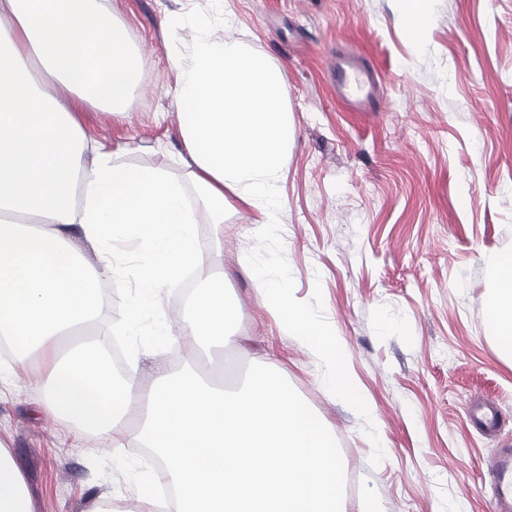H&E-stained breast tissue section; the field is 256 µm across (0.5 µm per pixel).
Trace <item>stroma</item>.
I'll return each mask as SVG.
<instances>
[{
	"instance_id": "obj_1",
	"label": "stroma",
	"mask_w": 512,
	"mask_h": 512,
	"mask_svg": "<svg viewBox=\"0 0 512 512\" xmlns=\"http://www.w3.org/2000/svg\"><path fill=\"white\" fill-rule=\"evenodd\" d=\"M125 28L143 66L125 119L92 108L89 138L116 162L181 180L184 146L172 97L166 15L215 21L217 39L266 56L288 85L292 138L279 181L280 224L228 194L219 243L223 288L236 302L223 347L189 338L166 351L175 370L198 353L223 359L236 388L266 366L330 427L346 512H493L485 460L512 448V358L486 320L493 257L512 250V0H428L422 41L406 34L404 0H97ZM352 39L382 84L353 112L331 82L332 54ZM288 280L295 298L346 345L372 412L329 397L324 367L286 334L243 260ZM498 408V428L471 411ZM0 445L18 465L35 512H93L102 499L135 512L153 464L56 419L41 392L0 383Z\"/></svg>"
}]
</instances>
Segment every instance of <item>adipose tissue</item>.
Returning <instances> with one entry per match:
<instances>
[{"label": "adipose tissue", "instance_id": "adipose-tissue-1", "mask_svg": "<svg viewBox=\"0 0 512 512\" xmlns=\"http://www.w3.org/2000/svg\"><path fill=\"white\" fill-rule=\"evenodd\" d=\"M172 40L191 33L189 55L173 51V98L199 207L165 172L115 164L111 147L91 142L79 112L122 117L143 78L138 54L111 13L90 0H0V337L16 367L54 353L43 391L56 418L116 443L134 435L156 449L172 512H344L343 469L330 429L276 374L261 372L227 390L193 366L153 368L149 382L113 377L99 340L79 337L104 313L103 282L138 283L123 330L143 316L164 343L181 336L223 338L231 300L220 288L195 294L194 314L179 325L156 312L162 288L187 270L209 280V248L198 234V208L224 221V191L260 214L273 233L278 182L288 163V87L263 55L219 41L202 17L164 20ZM136 243L126 259L121 243ZM495 292L486 318L499 348L512 354V251L493 259ZM252 277L286 333L324 364L332 398L364 413L371 407L345 362L339 338L296 302L288 282L251 264ZM0 512H34L12 457L0 448Z\"/></svg>", "mask_w": 512, "mask_h": 512}]
</instances>
